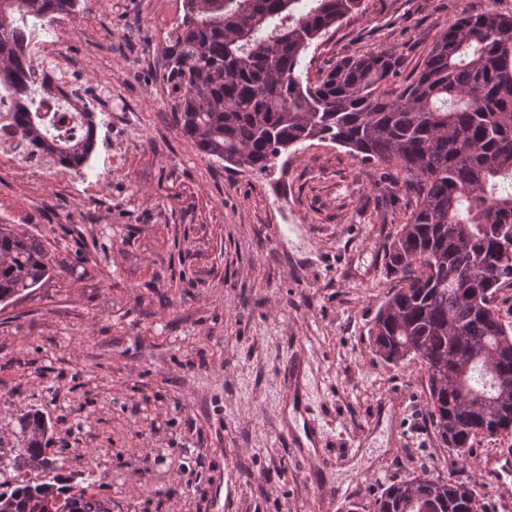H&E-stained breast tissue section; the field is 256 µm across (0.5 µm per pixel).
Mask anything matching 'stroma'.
Here are the masks:
<instances>
[{
    "label": "stroma",
    "instance_id": "35a3bbf8",
    "mask_svg": "<svg viewBox=\"0 0 512 512\" xmlns=\"http://www.w3.org/2000/svg\"><path fill=\"white\" fill-rule=\"evenodd\" d=\"M512 0H361L314 40L310 76L393 49L396 85L462 14ZM182 0H80L36 40L88 90L112 89L91 173L49 181L0 161V224L27 232L57 272L0 308V457L17 417L50 422V458L94 475L112 512H373L382 489L427 469L469 483L481 512L512 502L483 469L491 439L453 464L431 426L419 363L374 351L395 283L385 247L415 199L402 174L331 142L293 147L272 174L200 156L176 125L161 51ZM121 153L108 157L107 144ZM308 391L322 440L289 398ZM316 460L300 472L297 451Z\"/></svg>",
    "mask_w": 512,
    "mask_h": 512
}]
</instances>
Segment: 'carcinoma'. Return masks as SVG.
Returning a JSON list of instances; mask_svg holds the SVG:
<instances>
[{"instance_id": "1", "label": "carcinoma", "mask_w": 512, "mask_h": 512, "mask_svg": "<svg viewBox=\"0 0 512 512\" xmlns=\"http://www.w3.org/2000/svg\"><path fill=\"white\" fill-rule=\"evenodd\" d=\"M360 0H184L163 49L162 79L178 127L209 160L266 172L288 149L329 140L364 163L404 175L415 195L386 247L398 283L370 335L377 355L424 370L426 414L440 444L467 459L475 431L512 423V322L496 312L512 288V15L465 13L441 33L406 85L393 88L391 50L348 56L315 80L303 77L312 41ZM76 0H0V91L14 103L7 133L56 162L81 165L95 148L61 154L41 113L51 93L32 61L37 21ZM55 273L34 237L0 224V304L35 292ZM17 454L0 459V512H111L93 492L73 491L45 453L48 421L18 418ZM37 466L36 484L9 470ZM477 492L422 472L388 485L374 512H471Z\"/></svg>"}]
</instances>
